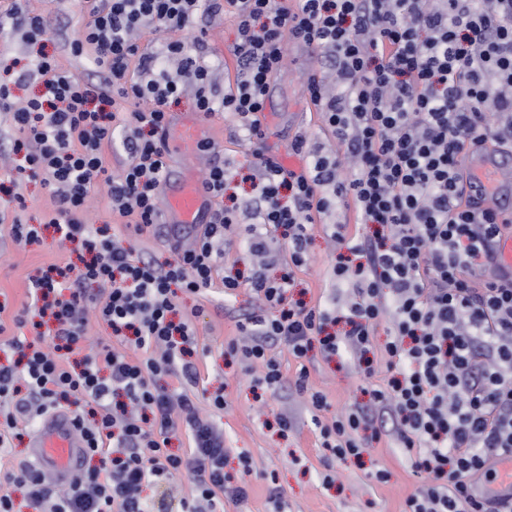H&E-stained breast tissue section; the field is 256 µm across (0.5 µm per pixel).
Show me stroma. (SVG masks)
<instances>
[{"instance_id": "stroma-1", "label": "stroma", "mask_w": 512, "mask_h": 512, "mask_svg": "<svg viewBox=\"0 0 512 512\" xmlns=\"http://www.w3.org/2000/svg\"><path fill=\"white\" fill-rule=\"evenodd\" d=\"M25 7L29 14L44 16L51 32L39 42L30 43L24 39L22 30L5 27L0 31V59L22 67L43 52L55 56L61 68L88 77L86 58L73 56L65 48L66 43L80 37L87 20L81 0H26ZM202 26L208 30L207 62L223 64V85H234L236 66L229 52L236 39L234 18L221 14L194 19L183 33L184 40L192 41ZM319 68L316 52L303 44L289 43L283 67L266 99L264 144L269 154L287 156L292 141L300 134L306 135L308 147L336 151L333 134L307 91L310 76ZM204 122L216 152L206 156L192 151L193 173L203 176L213 162L224 165L234 179L239 200H250L252 148L242 138L236 117L218 112L205 117ZM9 232V224L0 223V303L7 306L0 319L8 321L7 331L12 334L16 328L10 320L26 306L31 278L52 264L77 263L81 249L74 243H59L49 229L43 234L42 245L21 249ZM335 262L334 246L321 229H314L308 246V265L296 274V286L290 291L292 298L316 302L332 295L342 300L350 296L349 286L336 284L333 279ZM253 303L245 286L239 288L236 299L230 303L225 302L218 285L207 296L181 298L182 310L193 323L200 346L207 350L198 362L201 378L208 390H224V411L217 416L229 449L224 470L233 484L247 489L246 501L238 504L225 500L224 512H273L271 499L276 494L280 495L285 512H404L407 498L419 483L395 436L388 435L370 444L360 458L336 460L321 446L307 394L295 387L302 365L284 346L271 349L284 376L283 385L275 394L254 387V372L245 370L230 355L229 344L240 336L239 317ZM304 366L309 370L310 386L326 394L333 414L368 404L370 384L383 381L379 375L371 381L364 379L359 369L343 357L327 361L317 354ZM281 414L293 421L292 429L285 434L275 423ZM243 454L253 463L252 472L246 475L242 474L239 462ZM379 469L389 471L387 483L374 480L373 474ZM328 474L335 477L329 485L323 481Z\"/></svg>"}]
</instances>
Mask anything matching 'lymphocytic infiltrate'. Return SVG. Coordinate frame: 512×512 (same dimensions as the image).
I'll list each match as a JSON object with an SVG mask.
<instances>
[{"mask_svg": "<svg viewBox=\"0 0 512 512\" xmlns=\"http://www.w3.org/2000/svg\"><path fill=\"white\" fill-rule=\"evenodd\" d=\"M84 9L90 20L72 51L88 56L97 82L41 55L28 71L41 77L43 96L21 101L0 83V112L18 132L10 151L55 201L46 223L91 255L82 270L53 265L33 277V312L11 321L33 334L7 341L23 367L0 364V398L8 402L0 410V512H17L14 487L26 488L36 512H155L144 490L179 473L191 479L181 512H224L225 500H246L224 472L228 450L214 419L223 394L208 397L210 414L199 412L196 333L178 298L205 295L219 276L225 300L235 299L243 283L219 271L226 234L242 222L255 305L238 322L246 343L231 352L245 365L261 363L259 384L273 393L282 385L269 353L276 343L297 360L320 345L373 378L368 353L385 327L389 378L370 389L368 406L321 419L327 397L309 390L300 368L296 383L309 391L323 447L339 460L357 457L393 427L420 482L407 512H512V495L483 498L473 484L492 475L491 460L512 453V282L486 276L507 224L466 198L462 165L476 145L512 151V0H209L210 14L232 15L237 27L230 53L238 79L222 94L203 35L191 53L178 37L198 0H84ZM148 27L168 33L150 52L136 39ZM293 40L317 50L335 77V91L314 76L308 92L340 148L336 156L310 150L296 136L298 171L266 152L257 118ZM188 86L199 112L234 115L254 144L255 194L215 209L193 246L172 245L174 260L161 264L136 255L112 226L139 236L158 224L168 105ZM121 101L132 110L119 111ZM117 134L127 158L114 173L102 146ZM345 159L353 165L348 179L338 175ZM101 181L114 221L94 226L87 200ZM24 209V197L0 184V222L10 221L21 248L40 241ZM339 209L371 228L357 238L346 237L341 222L323 228L337 248L333 277L351 297L311 307L289 300L316 217ZM281 237L287 268L272 278ZM91 311L112 343H90ZM33 314L53 319L54 333L30 322ZM172 377L179 387L169 386ZM66 408L99 463L59 493L42 473L4 459L37 419ZM177 435L189 442L180 453L170 447Z\"/></svg>", "mask_w": 512, "mask_h": 512, "instance_id": "lymphocytic-infiltrate-1", "label": "lymphocytic infiltrate"}]
</instances>
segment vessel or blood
<instances>
[{"label":"vessel or blood","instance_id":"vessel-or-blood-1","mask_svg":"<svg viewBox=\"0 0 512 512\" xmlns=\"http://www.w3.org/2000/svg\"><path fill=\"white\" fill-rule=\"evenodd\" d=\"M172 138L186 145L202 139V122L188 119L173 121ZM469 175L468 192L480 207L502 217H512V153L487 147L469 148L465 155ZM164 189L163 223L175 228L200 230L206 223L213 198L193 173L169 170ZM498 279H512V233L504 235L497 248L493 267ZM31 464L59 481L69 480L79 472L87 445L77 432L71 413L55 411L45 416L30 438ZM477 492L482 496L512 493V455L499 458L495 477L482 481Z\"/></svg>","mask_w":512,"mask_h":512}]
</instances>
